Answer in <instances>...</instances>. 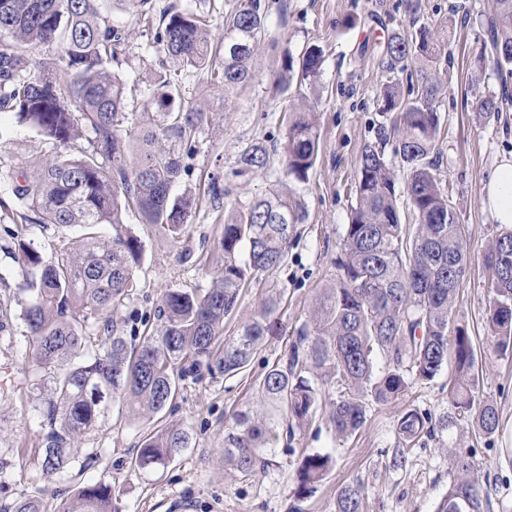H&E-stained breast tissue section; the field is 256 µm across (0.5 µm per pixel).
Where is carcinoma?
<instances>
[{
  "label": "carcinoma",
  "mask_w": 512,
  "mask_h": 512,
  "mask_svg": "<svg viewBox=\"0 0 512 512\" xmlns=\"http://www.w3.org/2000/svg\"><path fill=\"white\" fill-rule=\"evenodd\" d=\"M267 17L262 0H237L216 41L205 13L164 11L155 43L179 70L154 85L155 111L140 113L126 128L125 86L112 71L121 65L126 34L103 16L99 0H0V110L14 113L18 123L53 146L46 157L0 169V181L33 213L31 223L81 230L79 244H64L49 258L20 245L32 268V299L20 318L36 358L26 382L41 392L35 408L44 435L39 467L49 481L90 466L96 453L81 461L73 444L98 428L112 403L129 417L157 414L177 395L186 366L204 364L213 373L238 375L273 332L279 304L274 296L232 336L224 335V319L243 289L280 268L293 226L304 221V204L284 188L224 215L214 241L221 274L202 293L168 291L157 309L163 321L159 333L145 330L132 344L117 321L104 316L130 299L142 253L123 212L138 210L142 223L172 239L184 236L189 224L192 198L171 190L186 171L183 155L191 154L209 115L183 107L181 72L207 73L224 85L226 95L246 84ZM485 30L480 58L489 53L499 69L512 66V0H496ZM453 32L448 21L387 41L378 94L384 122L377 141L361 150L356 206L341 236L339 273L317 294L311 320L300 329L287 362L273 364L259 382L261 411L238 412L224 433V465L243 477L271 464L282 422L293 435L319 415L334 437L345 440L365 424L369 402L389 404L403 396L409 379L430 381L448 363L451 411L436 427L415 410L404 413L396 424L402 444L410 447L463 422L486 436L499 428L498 406L479 396L472 338L455 323L469 232L458 223L437 173L439 117L433 103L451 64L445 39ZM54 47L57 54H48ZM410 61L421 64L420 77L417 88L405 94L403 81H412ZM322 62L321 49H307L299 63L301 79L314 84ZM502 105L493 93L472 101L487 121L498 118ZM393 138L413 224L402 222L397 179L385 153ZM82 139L89 147L76 146ZM319 150L312 114L293 110L279 151L286 176L306 180ZM269 161L267 146L252 142L239 153L231 176H247ZM102 224L112 226L111 237L98 235ZM485 271L492 289L486 324L493 350L512 356V229L492 242ZM191 443L183 426L156 427L143 436L134 465L144 471L164 466ZM448 458L456 476L436 512H484L473 454L450 445ZM334 465L328 453H303L298 496L314 491ZM0 512L121 509L112 485L100 482L77 488L54 509L29 496ZM334 512H364L363 487L342 486Z\"/></svg>",
  "instance_id": "cac0c4a2"
}]
</instances>
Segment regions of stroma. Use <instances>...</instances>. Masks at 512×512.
I'll return each instance as SVG.
<instances>
[{"label": "stroma", "instance_id": "1", "mask_svg": "<svg viewBox=\"0 0 512 512\" xmlns=\"http://www.w3.org/2000/svg\"><path fill=\"white\" fill-rule=\"evenodd\" d=\"M495 0H273L268 29L252 56L253 78L225 94L223 85L205 74L183 75L185 102L205 109L209 122L185 157L188 170L174 194H192L195 205L185 236L175 240L128 211L123 221L141 239L136 291L116 314L119 321L143 319L159 330L156 309L170 290L207 288L220 271L212 242L225 211L248 204L284 181L281 165L235 178L231 169L249 142L279 145L287 132L290 110L313 112L321 134L320 152L307 180H285L305 203L306 217L277 272L246 288L234 314L224 321L225 334L256 317L262 301L277 296V328L254 355L247 370L228 378L199 368L180 384L176 400L157 415L130 418L110 413L105 424L76 444L77 455L96 449L97 459L83 475L48 482L37 463L41 436L33 411L34 395L24 382L32 368V341L23 336L19 313L31 298L30 268L19 260L18 244L33 245L50 255L60 240L78 237V229L42 228L25 220L26 210L0 184V298L9 301L14 319L0 330V365L12 371V391L0 401V456L10 460L0 482V504L40 495L52 505L87 482L111 483L122 512H333L336 491L357 483L364 489L366 512H435L453 474L442 437L401 450L398 417L409 409L439 420L449 411L448 374L439 372L425 384L410 382L396 403L369 404L367 419L356 436L334 438L328 426L313 421L294 439L280 438L272 465L252 477H241L224 464V431L238 411L254 405L256 386L267 366L286 361L290 344L313 312L314 297L334 279L339 239L356 202L354 185L360 150L376 140L381 120L377 89L384 77L383 47L395 33L450 18L455 38L449 47L453 65L434 106L440 118L438 174L449 190L459 223L467 225L469 265L456 302L455 319L473 339L480 366V396L501 413L498 432L472 436L468 427L453 433L461 447L472 448L486 493L485 512H512V360L493 352L486 309L490 292L484 260L500 226L482 205L483 189L499 158L512 153V103L498 120L484 121L473 112L476 95L500 93L501 75L493 61L476 64L483 25ZM113 25L124 28L128 44L117 72L131 90L136 111L152 109L155 80L172 60L156 52L154 29L143 27L129 0H104ZM323 51L321 73L314 86L285 81L287 56H301L306 47ZM282 84H275V77ZM36 131L16 124L0 111V167L49 153ZM181 425L193 434L166 467L135 468L143 435L160 425ZM321 451L335 459L334 468L308 498L298 499L297 473L301 450Z\"/></svg>", "mask_w": 512, "mask_h": 512}]
</instances>
